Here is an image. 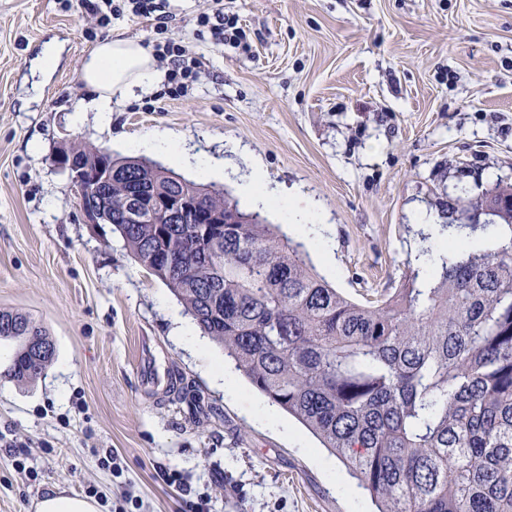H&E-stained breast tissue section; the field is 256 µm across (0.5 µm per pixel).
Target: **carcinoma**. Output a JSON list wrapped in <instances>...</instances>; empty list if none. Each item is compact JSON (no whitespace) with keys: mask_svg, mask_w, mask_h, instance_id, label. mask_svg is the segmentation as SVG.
<instances>
[{"mask_svg":"<svg viewBox=\"0 0 512 512\" xmlns=\"http://www.w3.org/2000/svg\"><path fill=\"white\" fill-rule=\"evenodd\" d=\"M101 148L61 149L91 162ZM105 204L134 260L163 281L200 332L224 348L250 385L301 422L369 493L374 512H512V185L448 204L403 283L369 304L313 273L301 245L244 213L229 193L171 182L154 164L116 158ZM201 197L229 223L162 215L130 224L129 200L156 187ZM500 243L467 251L488 227ZM31 317L0 311V340L16 343L0 379L33 383L42 356L20 332Z\"/></svg>","mask_w":512,"mask_h":512,"instance_id":"1","label":"carcinoma"}]
</instances>
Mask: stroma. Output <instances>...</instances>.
Wrapping results in <instances>:
<instances>
[{
  "label": "stroma",
  "instance_id": "stroma-1",
  "mask_svg": "<svg viewBox=\"0 0 512 512\" xmlns=\"http://www.w3.org/2000/svg\"><path fill=\"white\" fill-rule=\"evenodd\" d=\"M211 0H170V19L124 15L108 37L153 46L165 36L204 54L188 95L112 98V126L80 112L93 18L62 0H0V311L40 323L56 355L45 375L0 380V512H36L48 489L96 498L113 512H371L343 463L256 391L222 347L150 275L109 225L84 223L54 157L80 141L137 156L147 134L189 154L149 159L197 184L231 191L304 241L316 272L353 300L399 287L417 247V217L448 220L460 188L482 196L512 184V0H224L240 46L199 37ZM59 55L38 70L47 44ZM260 169L271 196L242 188ZM310 206L316 234L288 220ZM192 334L173 333L172 313ZM150 362L199 391L201 409L142 384ZM25 443L17 455L16 443ZM114 451L121 473L96 465ZM22 466H15V459ZM180 471L185 487L162 480Z\"/></svg>",
  "mask_w": 512,
  "mask_h": 512
}]
</instances>
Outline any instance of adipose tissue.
I'll return each instance as SVG.
<instances>
[{"label":"adipose tissue","instance_id":"1","mask_svg":"<svg viewBox=\"0 0 512 512\" xmlns=\"http://www.w3.org/2000/svg\"><path fill=\"white\" fill-rule=\"evenodd\" d=\"M157 77L151 53L141 42L121 37L104 40L82 66L81 79L94 92L86 107L96 112L102 127H110L113 96L147 90Z\"/></svg>","mask_w":512,"mask_h":512}]
</instances>
